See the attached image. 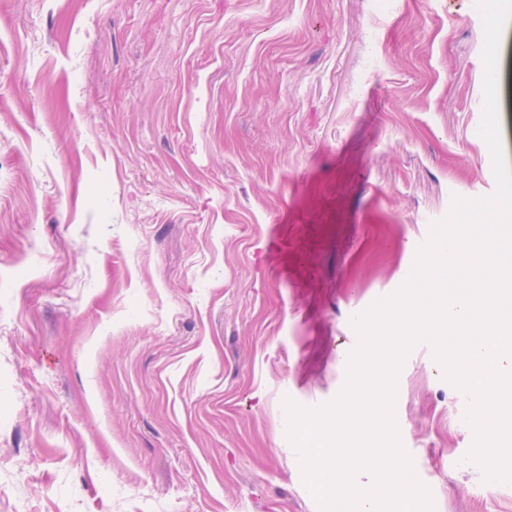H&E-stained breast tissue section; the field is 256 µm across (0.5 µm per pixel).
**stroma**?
Listing matches in <instances>:
<instances>
[{"mask_svg": "<svg viewBox=\"0 0 512 512\" xmlns=\"http://www.w3.org/2000/svg\"><path fill=\"white\" fill-rule=\"evenodd\" d=\"M0 512H319L285 400L453 197L496 186L476 0H5ZM512 161V22L498 67ZM417 344L394 406L434 512H512Z\"/></svg>", "mask_w": 512, "mask_h": 512, "instance_id": "obj_1", "label": "stroma"}]
</instances>
